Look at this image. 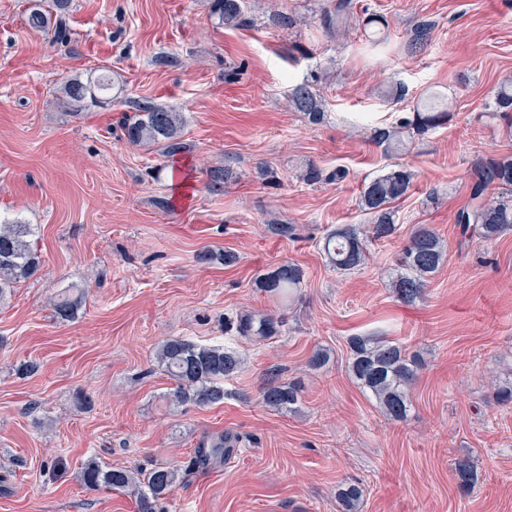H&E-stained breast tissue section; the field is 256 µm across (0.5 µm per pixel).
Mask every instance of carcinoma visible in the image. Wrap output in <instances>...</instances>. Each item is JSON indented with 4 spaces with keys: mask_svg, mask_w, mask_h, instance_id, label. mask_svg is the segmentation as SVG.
Wrapping results in <instances>:
<instances>
[{
    "mask_svg": "<svg viewBox=\"0 0 512 512\" xmlns=\"http://www.w3.org/2000/svg\"><path fill=\"white\" fill-rule=\"evenodd\" d=\"M52 6H32L27 14L28 25L34 29H54L58 40L68 38L64 16L69 0H50ZM245 0H213L212 13L226 27L245 23ZM353 15L351 0H335L332 9L320 17V25L330 37L346 31ZM112 90V78L100 75L86 81L75 77L64 82V92L70 104L82 108L87 102L98 103ZM289 106L317 123L321 110L312 85H296L289 96ZM493 111L512 112V85L498 87L492 96ZM450 112L443 99L435 104H424L396 126L374 131V144L385 155L408 151L407 138L439 128L448 122ZM124 135L129 143L156 146L166 155H176L186 149L182 139L184 117L176 108L161 105H142L129 115L122 116ZM413 173L404 166L395 165L388 171L365 183L362 208L372 216L364 228L343 225L329 231L323 238V252L328 264L340 273H349L362 266L367 257V244L384 241L397 232L393 204L403 199L412 187ZM469 204L455 218L465 239L478 237L493 239L512 228V202L488 199L491 186L512 187V157L479 159L471 170ZM35 225L18 219L0 221V304L11 296L17 284L31 278L40 268V258L34 248ZM443 240L428 224H419L396 256L400 272L392 280L396 296L411 303L421 297L428 279L446 261ZM302 270L293 263H283L259 276L261 287L285 300L300 287ZM84 293L69 287L52 302L56 319L73 320L82 304ZM281 321L272 316L246 317L240 320L239 333L243 336L270 337L279 333ZM349 375L371 397L385 417L394 421L407 418L412 401L410 385L414 381L420 361L407 354L403 345L385 336H353L349 339ZM162 370L174 381L168 393L173 405L192 403L207 406L224 400V379L234 376L241 368V357L222 346H201L186 339L174 337L164 341L157 352ZM262 402L274 409H290L300 401V390L275 380L261 391ZM234 452L229 438L219 436L198 450L196 462L202 465L221 463ZM459 488L466 492L473 487L477 473L470 460L459 459L454 465ZM86 487L124 490L135 488L140 512H157L160 501L176 487L178 469L156 467L148 472L133 473L123 468L103 467L89 462L82 472ZM361 498V489L349 484L338 491V499L346 512H355Z\"/></svg>",
    "mask_w": 512,
    "mask_h": 512,
    "instance_id": "cac0c4a2",
    "label": "carcinoma"
}]
</instances>
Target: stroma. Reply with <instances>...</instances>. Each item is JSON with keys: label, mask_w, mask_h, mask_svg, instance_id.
I'll return each instance as SVG.
<instances>
[{"label": "stroma", "mask_w": 512, "mask_h": 512, "mask_svg": "<svg viewBox=\"0 0 512 512\" xmlns=\"http://www.w3.org/2000/svg\"><path fill=\"white\" fill-rule=\"evenodd\" d=\"M353 3L336 40L319 26L332 0H246L236 28L211 0H72L60 43L26 24L32 0H0V218L36 225L42 258L0 304V512H138L133 491L83 484L91 459L179 468L163 512H343L336 491L348 483L363 491L359 512H512V404L495 401L512 383V231L467 241L455 224L472 164L512 155V120L490 108L512 80V0ZM278 12L295 25H276ZM423 22L430 36L414 43ZM104 72L111 102L74 113L64 80ZM305 81L323 104L317 123L287 106ZM400 85L405 98L388 101ZM432 91L447 124L384 156L374 130ZM136 103L183 112L188 151L130 145L120 120ZM397 163L414 179L396 238L337 273L322 238L368 224L361 189ZM310 164L344 176L304 183ZM224 166L231 176L213 191L207 172ZM418 224L448 252L408 304L389 269ZM207 249L238 260L200 261ZM284 262L304 272L287 301L257 281ZM73 284L86 302L58 321L49 300ZM267 313L283 318L279 336L240 335L242 315ZM360 335L419 355L407 420L384 417L349 376ZM169 337L241 354L223 402L169 404L174 382L156 360ZM319 348L330 359L315 370ZM30 361L38 372L22 376ZM272 376L300 386L296 410L263 404ZM221 435L233 455L195 467L197 448ZM463 457L478 475L467 493L454 475Z\"/></svg>", "instance_id": "35a3bbf8"}]
</instances>
